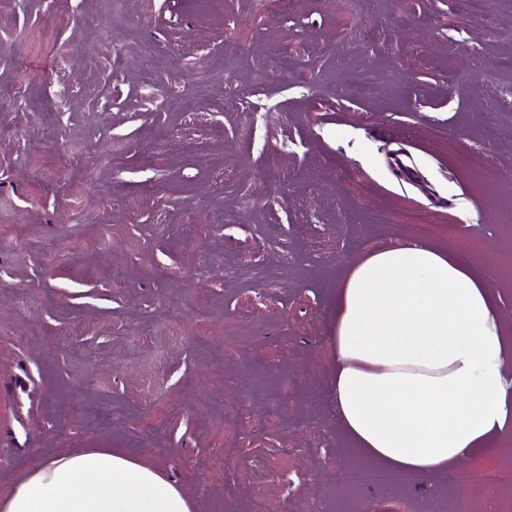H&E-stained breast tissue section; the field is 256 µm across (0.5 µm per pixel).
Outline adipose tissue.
<instances>
[{"label": "adipose tissue", "mask_w": 512, "mask_h": 512, "mask_svg": "<svg viewBox=\"0 0 512 512\" xmlns=\"http://www.w3.org/2000/svg\"><path fill=\"white\" fill-rule=\"evenodd\" d=\"M332 420L366 458L411 479L451 470L512 431V346L492 287L411 241L350 263L328 341ZM0 512H194L164 471L109 448L41 459Z\"/></svg>", "instance_id": "ef3b65f1"}]
</instances>
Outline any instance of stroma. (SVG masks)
Here are the masks:
<instances>
[{
	"label": "stroma",
	"instance_id": "35a3bbf8",
	"mask_svg": "<svg viewBox=\"0 0 512 512\" xmlns=\"http://www.w3.org/2000/svg\"><path fill=\"white\" fill-rule=\"evenodd\" d=\"M511 114L512 0H0V485L113 448L196 512H512L349 487L326 393L378 248L471 261L512 344Z\"/></svg>",
	"mask_w": 512,
	"mask_h": 512
}]
</instances>
